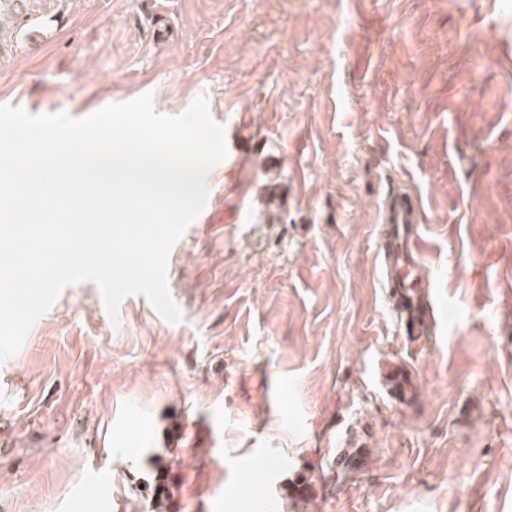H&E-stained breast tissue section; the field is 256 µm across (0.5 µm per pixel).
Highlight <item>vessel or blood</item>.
I'll list each match as a JSON object with an SVG mask.
<instances>
[{
	"label": "vessel or blood",
	"mask_w": 512,
	"mask_h": 512,
	"mask_svg": "<svg viewBox=\"0 0 512 512\" xmlns=\"http://www.w3.org/2000/svg\"><path fill=\"white\" fill-rule=\"evenodd\" d=\"M422 215L419 195L405 186L388 191L378 212L375 257L381 286L386 300L394 305L401 328L408 333L428 323L433 311L424 279Z\"/></svg>",
	"instance_id": "vessel-or-blood-1"
}]
</instances>
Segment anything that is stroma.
<instances>
[{"mask_svg":"<svg viewBox=\"0 0 512 512\" xmlns=\"http://www.w3.org/2000/svg\"><path fill=\"white\" fill-rule=\"evenodd\" d=\"M0 104L206 95L227 157L167 266L183 320L63 290L0 363V512H512V0H31ZM425 204L444 319L395 324L374 240ZM354 450L346 465L336 455ZM255 454L276 469L246 472Z\"/></svg>","mask_w":512,"mask_h":512,"instance_id":"35a3bbf8","label":"stroma"}]
</instances>
